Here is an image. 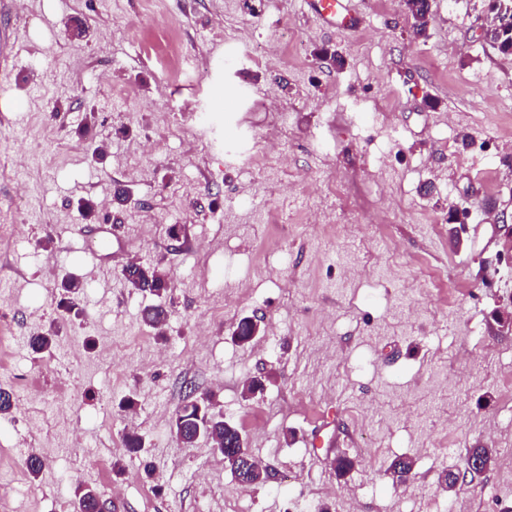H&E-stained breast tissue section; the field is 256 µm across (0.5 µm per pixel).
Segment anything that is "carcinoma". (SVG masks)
<instances>
[{"label": "carcinoma", "instance_id": "1", "mask_svg": "<svg viewBox=\"0 0 512 512\" xmlns=\"http://www.w3.org/2000/svg\"><path fill=\"white\" fill-rule=\"evenodd\" d=\"M405 8L416 19V34L426 32L430 12V0H404ZM486 39L507 54L512 53V0H497L494 5L492 21L487 27ZM123 276L128 285L136 290L148 292L155 296L166 294L169 288V277L162 269L141 263H131L126 267ZM61 304L71 312L75 302L82 294L81 284L68 276L59 282ZM168 310L161 305L146 306L141 311L142 321L149 327L162 330L166 325ZM256 326L250 317L241 318L232 331V340L242 346L254 340ZM56 334L53 331L32 337V348L38 353L51 352L55 345ZM172 427L176 435L182 437L187 444L196 442L201 435L211 439L218 453L235 479L245 485H259L267 476V470L249 454L241 441L239 429L224 420V415L215 410L208 396L199 398L187 397L174 416ZM414 461L407 457H399L389 466L392 482L403 485L412 478ZM101 498L98 492L87 485L79 484L74 490L75 512H97Z\"/></svg>", "mask_w": 512, "mask_h": 512}]
</instances>
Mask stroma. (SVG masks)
Returning <instances> with one entry per match:
<instances>
[{"label":"stroma","mask_w":512,"mask_h":512,"mask_svg":"<svg viewBox=\"0 0 512 512\" xmlns=\"http://www.w3.org/2000/svg\"><path fill=\"white\" fill-rule=\"evenodd\" d=\"M142 2L0 0V474L46 461L28 494L0 489V512H74L79 483L118 512H429L453 495L500 512L512 236L489 211L512 213V54L478 37L487 0H431L422 36L403 0H356L350 32L305 0ZM118 86L134 92L121 105ZM270 96L278 110L252 111ZM266 137L280 149L254 163ZM82 198L112 227L111 266L82 234ZM377 216L381 233L355 237ZM136 257L168 273L166 296L127 286ZM64 274L85 285L76 317ZM157 304L161 336L140 319ZM245 316L263 334L243 348ZM51 327L53 351L32 353ZM253 378L264 391L244 399ZM190 392L214 396L266 483L239 485L208 440L176 437ZM478 445L495 450L487 471L443 491L438 472ZM341 453L357 465L340 481ZM398 456L415 461L401 486Z\"/></svg>","instance_id":"obj_1"}]
</instances>
